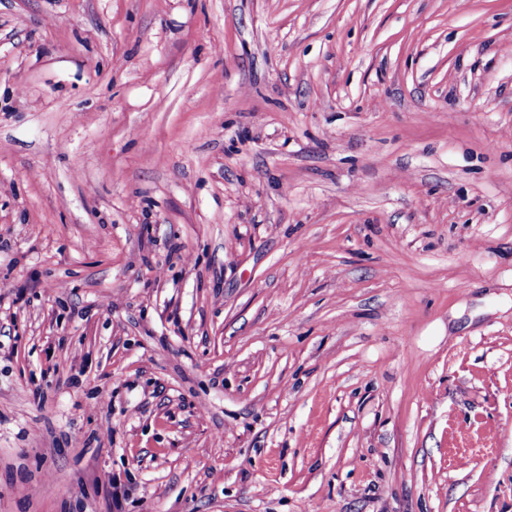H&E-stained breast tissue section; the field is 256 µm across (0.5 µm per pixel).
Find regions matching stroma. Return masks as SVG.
<instances>
[{
	"label": "stroma",
	"mask_w": 512,
	"mask_h": 512,
	"mask_svg": "<svg viewBox=\"0 0 512 512\" xmlns=\"http://www.w3.org/2000/svg\"><path fill=\"white\" fill-rule=\"evenodd\" d=\"M0 512H512V0H0Z\"/></svg>",
	"instance_id": "1"
}]
</instances>
